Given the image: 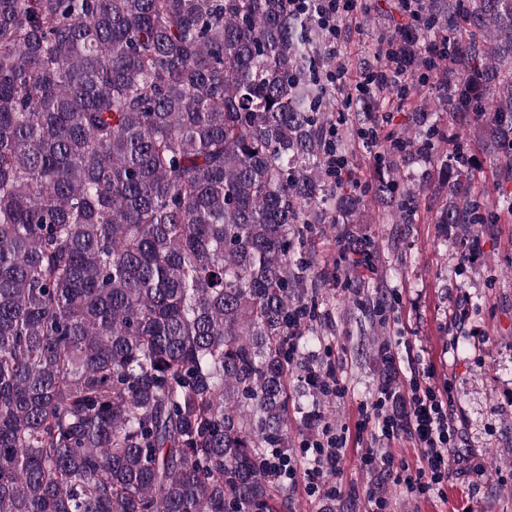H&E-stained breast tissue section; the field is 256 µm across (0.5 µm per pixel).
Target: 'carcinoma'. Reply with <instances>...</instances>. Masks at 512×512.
I'll return each mask as SVG.
<instances>
[{
    "mask_svg": "<svg viewBox=\"0 0 512 512\" xmlns=\"http://www.w3.org/2000/svg\"><path fill=\"white\" fill-rule=\"evenodd\" d=\"M395 9L402 81L360 111L417 106L370 198L413 223L427 161L446 247L487 223L476 145L512 220V0ZM314 26L290 0H0V512H290L268 460L324 419L333 332L314 234L361 206ZM474 111L471 136L433 119ZM472 158H474V191L478 193L482 202L491 205L496 196L494 191L496 183L495 170L504 165V159L496 160L481 152H476Z\"/></svg>",
    "mask_w": 512,
    "mask_h": 512,
    "instance_id": "obj_1",
    "label": "carcinoma"
}]
</instances>
